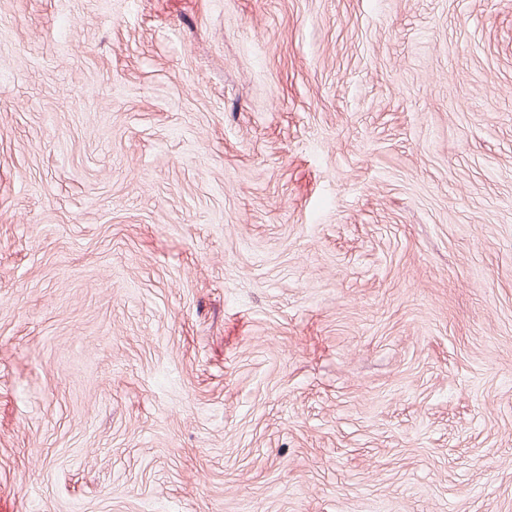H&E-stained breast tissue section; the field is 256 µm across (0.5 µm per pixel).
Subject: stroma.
Wrapping results in <instances>:
<instances>
[{
    "instance_id": "stroma-1",
    "label": "stroma",
    "mask_w": 512,
    "mask_h": 512,
    "mask_svg": "<svg viewBox=\"0 0 512 512\" xmlns=\"http://www.w3.org/2000/svg\"><path fill=\"white\" fill-rule=\"evenodd\" d=\"M0 512H512V0H0Z\"/></svg>"
}]
</instances>
